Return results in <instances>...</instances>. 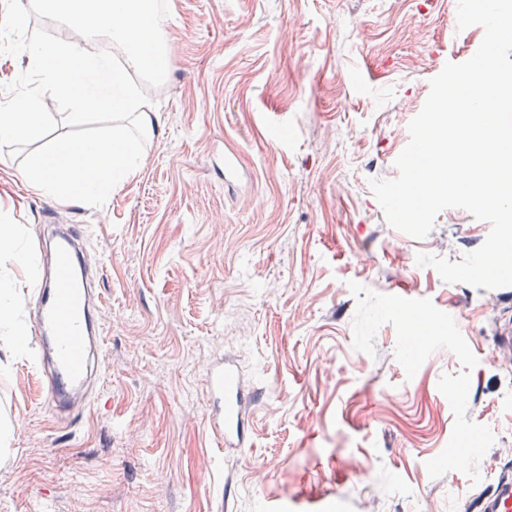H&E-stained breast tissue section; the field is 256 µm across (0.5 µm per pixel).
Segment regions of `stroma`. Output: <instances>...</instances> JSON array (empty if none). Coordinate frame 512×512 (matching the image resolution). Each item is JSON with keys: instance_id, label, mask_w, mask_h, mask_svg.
<instances>
[{"instance_id": "1", "label": "stroma", "mask_w": 512, "mask_h": 512, "mask_svg": "<svg viewBox=\"0 0 512 512\" xmlns=\"http://www.w3.org/2000/svg\"><path fill=\"white\" fill-rule=\"evenodd\" d=\"M457 2L169 0L153 132L104 207L37 191L0 148L28 255L38 225H85L103 338L62 422L38 355L0 340V512H459L512 468V364L490 358L512 294L416 262L461 261L489 223L449 208L415 239L369 185L397 177L430 79L483 40ZM227 355L258 399L222 452L206 385ZM460 450L469 465L449 463Z\"/></svg>"}]
</instances>
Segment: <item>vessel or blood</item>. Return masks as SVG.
<instances>
[{"mask_svg": "<svg viewBox=\"0 0 512 512\" xmlns=\"http://www.w3.org/2000/svg\"><path fill=\"white\" fill-rule=\"evenodd\" d=\"M83 239L81 227L75 225L57 234L48 252L51 276L31 290L37 312L35 341L49 364L46 397L58 413L69 410L98 371L103 346L91 317L100 294L95 279L82 270ZM207 377L214 407L224 410L223 420L212 426L217 446L240 447L246 439L254 391L244 385L242 372L231 359L210 365ZM474 507L476 512H512V477H499L482 489Z\"/></svg>", "mask_w": 512, "mask_h": 512, "instance_id": "obj_1", "label": "vessel or blood"}]
</instances>
